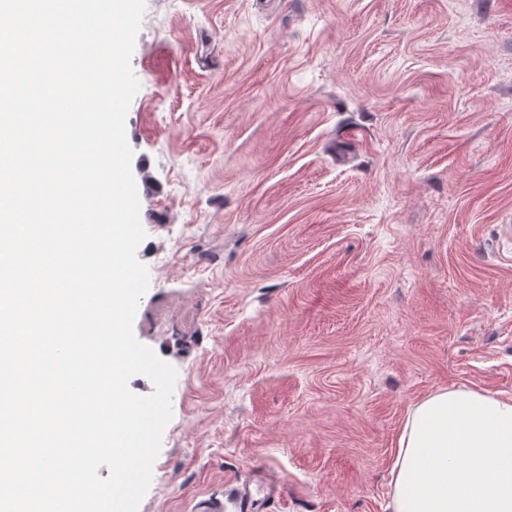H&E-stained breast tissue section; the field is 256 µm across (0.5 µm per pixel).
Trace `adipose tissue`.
Here are the masks:
<instances>
[{
  "label": "adipose tissue",
  "mask_w": 512,
  "mask_h": 512,
  "mask_svg": "<svg viewBox=\"0 0 512 512\" xmlns=\"http://www.w3.org/2000/svg\"><path fill=\"white\" fill-rule=\"evenodd\" d=\"M391 475L393 512H512V397L424 399L406 416Z\"/></svg>",
  "instance_id": "1"
}]
</instances>
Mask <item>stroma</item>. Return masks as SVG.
<instances>
[{
    "label": "stroma",
    "instance_id": "1",
    "mask_svg": "<svg viewBox=\"0 0 512 512\" xmlns=\"http://www.w3.org/2000/svg\"><path fill=\"white\" fill-rule=\"evenodd\" d=\"M131 66L177 371L137 512L257 468L265 512H392L410 408L512 395V0H146Z\"/></svg>",
    "mask_w": 512,
    "mask_h": 512
}]
</instances>
